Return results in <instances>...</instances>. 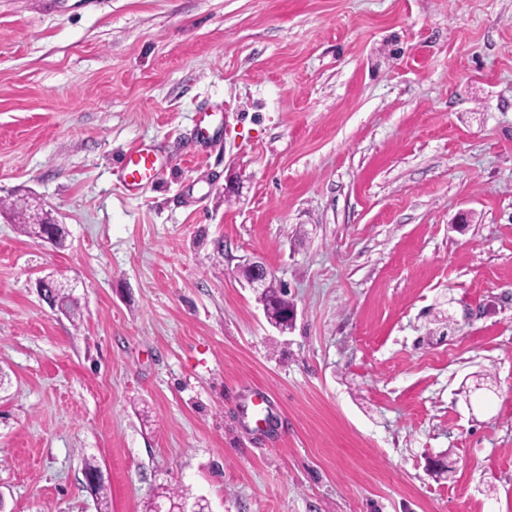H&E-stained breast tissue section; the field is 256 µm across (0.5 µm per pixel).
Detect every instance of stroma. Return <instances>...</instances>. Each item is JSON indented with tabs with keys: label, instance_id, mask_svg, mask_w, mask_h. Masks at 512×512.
<instances>
[{
	"label": "stroma",
	"instance_id": "35a3bbf8",
	"mask_svg": "<svg viewBox=\"0 0 512 512\" xmlns=\"http://www.w3.org/2000/svg\"><path fill=\"white\" fill-rule=\"evenodd\" d=\"M27 196L66 240L0 212L5 512H98L89 458L109 512H512V0H0ZM123 170L125 185L131 189L142 190L159 177V156L151 146L137 145L125 155ZM16 208L18 219L21 220L19 226L24 233L43 240L45 235L52 232L54 236L52 242L55 243L58 247L63 246L65 240V230L62 227V224H55V220L49 216L48 212H43L41 209V213L44 214L46 221L48 222L47 224H28L26 221L29 217V214L37 209L39 211V208L32 209L28 204L19 205L16 206Z\"/></svg>",
	"mask_w": 512,
	"mask_h": 512
}]
</instances>
